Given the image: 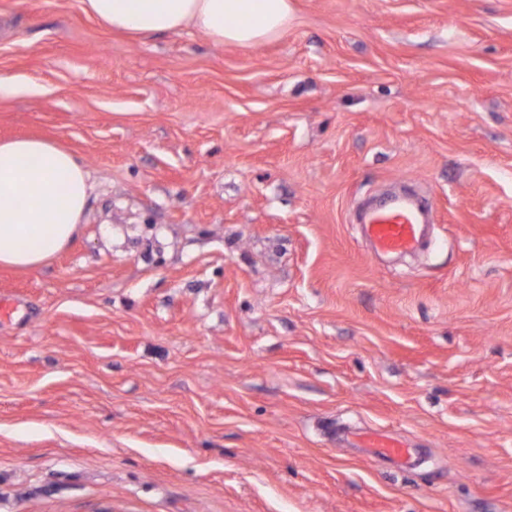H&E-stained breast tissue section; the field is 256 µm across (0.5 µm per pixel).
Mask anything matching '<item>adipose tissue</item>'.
<instances>
[{
	"label": "adipose tissue",
	"instance_id": "obj_1",
	"mask_svg": "<svg viewBox=\"0 0 512 512\" xmlns=\"http://www.w3.org/2000/svg\"><path fill=\"white\" fill-rule=\"evenodd\" d=\"M86 13L134 36L186 27L251 47L288 29L290 0H82ZM93 186L72 151L43 138L0 141V266L47 263L77 235Z\"/></svg>",
	"mask_w": 512,
	"mask_h": 512
}]
</instances>
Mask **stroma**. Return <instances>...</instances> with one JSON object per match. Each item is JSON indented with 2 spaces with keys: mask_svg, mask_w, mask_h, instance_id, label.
Masks as SVG:
<instances>
[{
  "mask_svg": "<svg viewBox=\"0 0 512 512\" xmlns=\"http://www.w3.org/2000/svg\"><path fill=\"white\" fill-rule=\"evenodd\" d=\"M291 3L241 48L0 0V140L93 182L0 267V512H512V0ZM400 184L435 241L381 265ZM361 448H367V453L374 460L396 461L400 466L411 465V448L403 441L392 435L374 431L358 439Z\"/></svg>",
  "mask_w": 512,
  "mask_h": 512,
  "instance_id": "stroma-1",
  "label": "stroma"
}]
</instances>
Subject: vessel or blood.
<instances>
[{
  "label": "vessel or blood",
  "mask_w": 512,
  "mask_h": 512,
  "mask_svg": "<svg viewBox=\"0 0 512 512\" xmlns=\"http://www.w3.org/2000/svg\"><path fill=\"white\" fill-rule=\"evenodd\" d=\"M432 216V208L424 196L392 195L365 214L364 232L375 251L413 253L421 246ZM361 443L372 459L394 461L402 466L411 463L412 454L407 444L388 433L371 432L362 437Z\"/></svg>",
  "instance_id": "obj_1"
}]
</instances>
